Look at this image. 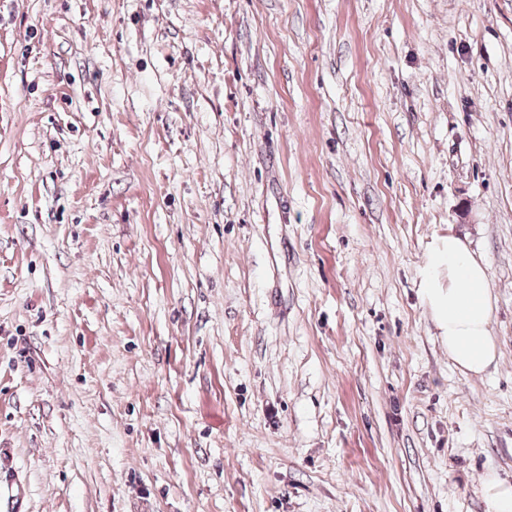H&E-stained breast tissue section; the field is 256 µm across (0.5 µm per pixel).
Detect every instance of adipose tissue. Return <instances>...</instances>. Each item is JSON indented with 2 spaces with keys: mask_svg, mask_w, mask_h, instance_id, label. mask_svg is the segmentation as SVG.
I'll return each instance as SVG.
<instances>
[{
  "mask_svg": "<svg viewBox=\"0 0 512 512\" xmlns=\"http://www.w3.org/2000/svg\"><path fill=\"white\" fill-rule=\"evenodd\" d=\"M448 269L447 287H438L436 271ZM448 355L467 375L479 376L496 361L497 343L489 329L493 293L482 260L466 239L449 234L445 248L431 260L423 284Z\"/></svg>",
  "mask_w": 512,
  "mask_h": 512,
  "instance_id": "obj_1",
  "label": "adipose tissue"
}]
</instances>
